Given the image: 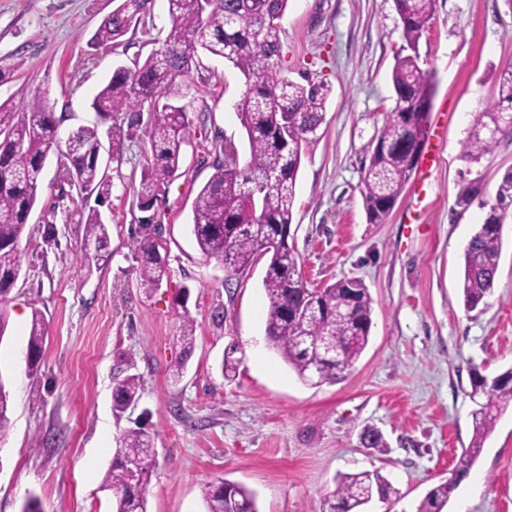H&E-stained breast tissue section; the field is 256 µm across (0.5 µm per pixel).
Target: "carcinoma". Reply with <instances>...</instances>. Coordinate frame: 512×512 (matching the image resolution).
<instances>
[{
    "mask_svg": "<svg viewBox=\"0 0 512 512\" xmlns=\"http://www.w3.org/2000/svg\"><path fill=\"white\" fill-rule=\"evenodd\" d=\"M153 0H119L117 11L104 18L95 33L99 46L117 47L151 16ZM289 0H168L170 26L157 46L134 67H116L108 83L92 102L96 114L111 122L106 135L109 149L118 156L133 123L131 116L149 112L151 156L138 192L139 208L150 211L158 191L179 170L189 143L192 119L187 103L168 98V91L187 77L205 53L227 59L246 79V89L234 104L237 119L247 136V158L237 159L234 148L213 163L214 173L199 191L192 209V234L202 256L215 259L224 269L242 272L261 256L268 257L262 281L267 297L265 333L289 366L304 381L336 383L354 366L366 348L372 325V299L358 279H340L320 289H309L298 272V255L289 244L296 199V179L308 143L323 123L331 87L308 80L298 82L279 75V20ZM406 54H398L392 70L395 109L377 134L362 180L363 202L369 223L383 224L401 198L413 175L409 149L425 142L432 106L433 84L419 65L418 46L433 11V0H395ZM497 98L477 113L462 143V158L478 163L499 138L489 126L512 110V65L492 70ZM99 126L79 128L65 144L57 139V121L44 92H21L19 102H0V302L22 271L20 240L41 187L43 170L57 154L60 183L87 192L98 200L111 194L112 183L98 163ZM256 191L260 197L257 223L261 235L239 220L242 196ZM475 180L462 186L456 205L463 211L474 202L489 207L483 222L464 252L461 284L464 307L473 311L494 288L499 266L502 229L512 207V168L506 170L494 203L480 199ZM84 242L97 248V256L84 255L87 266L109 257V230L102 213L83 207ZM141 285L158 287L166 265L148 237L132 241ZM194 321L182 313L178 341L185 350L194 344ZM45 338L43 316L36 311L28 337L30 374L39 369ZM338 345L329 358L322 345ZM469 396L473 436L459 457L451 483L433 487L416 512H443L451 493L467 475L503 410L512 406V369L494 377L471 371ZM139 379L128 376L113 388V411L123 413L139 398ZM11 394L0 386V440L10 427ZM154 466L149 430L142 426L126 431L103 488L113 492L115 512H146L145 490ZM397 491L379 472L345 474L326 500L325 512H361L373 497L394 505ZM206 512H257L253 494L245 487L215 483L204 491Z\"/></svg>",
    "mask_w": 512,
    "mask_h": 512,
    "instance_id": "obj_1",
    "label": "carcinoma"
}]
</instances>
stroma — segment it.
Instances as JSON below:
<instances>
[{"instance_id": "35a3bbf8", "label": "stroma", "mask_w": 512, "mask_h": 512, "mask_svg": "<svg viewBox=\"0 0 512 512\" xmlns=\"http://www.w3.org/2000/svg\"><path fill=\"white\" fill-rule=\"evenodd\" d=\"M115 0H0V100L40 87L60 138L96 122L90 104L116 66L144 59L170 26L167 0L125 44L95 46ZM280 73L326 82L324 121L308 144L296 184L290 235L311 288L359 279L372 298L367 348L345 379L303 381L266 340V260L226 277L198 251L192 206L226 144L243 148L234 103L243 78L201 56L172 91L190 103V143L181 168L155 202L158 225L143 228L137 194L150 152L141 122L120 157L104 153L112 194L109 260L87 267L76 191L60 186L49 156L22 239V272L7 302L0 378L11 392V426L0 440V512L37 497L42 512H114L103 478L123 433L144 424L155 466L147 512H205L207 484L229 481L254 493L258 512H324L337 476L379 471L400 494L393 512H414L450 478L473 435L472 368L495 376L512 367V217L503 226L495 286L466 311L459 284L465 247L486 212L460 211L463 180L494 197L512 167V136L477 163L461 157L474 116L495 91L491 69L512 64V11L503 0H435L419 42L432 74L433 112L448 135L416 223L398 201L385 223H368L363 168L395 106L394 59L404 44L394 0H289L280 20ZM150 236L167 266L158 288H142L130 251ZM196 332L177 339L182 288ZM46 323L42 366L26 370L33 312ZM242 362L225 378L229 347ZM138 376L140 400L121 415L115 384ZM386 446L366 448L364 430ZM444 512H512V408L497 420L469 475Z\"/></svg>"}]
</instances>
